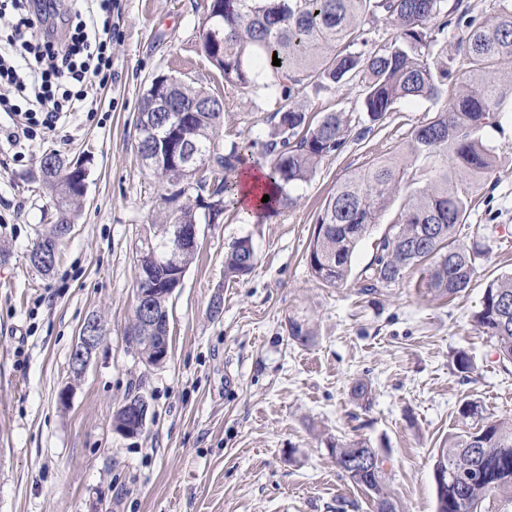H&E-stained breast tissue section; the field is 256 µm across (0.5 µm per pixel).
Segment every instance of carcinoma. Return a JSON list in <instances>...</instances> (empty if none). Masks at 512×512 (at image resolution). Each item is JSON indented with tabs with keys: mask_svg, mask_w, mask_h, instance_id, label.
<instances>
[{
	"mask_svg": "<svg viewBox=\"0 0 512 512\" xmlns=\"http://www.w3.org/2000/svg\"><path fill=\"white\" fill-rule=\"evenodd\" d=\"M209 26L216 35L204 39L202 50L224 77L225 86L256 88L275 100L274 120L264 139L244 136L219 149L212 133L223 119L219 97L186 81L167 86L170 103L177 110L193 108L186 128L189 147L200 158L210 159L208 175L186 181L197 191L158 225V243L139 253L137 262L159 287L152 297L157 317L168 320L170 294L162 282L172 270L174 257L187 269L195 249L172 253L177 224L200 222L197 214L201 193L223 199L224 211L237 212L241 189L239 175L247 156L257 147L272 157L266 180L271 199L254 213L272 217L295 202L291 190L311 180L320 164L345 147L351 133L365 137L370 128H356L351 115L326 112L317 121L295 101L307 86L329 90L344 82H361L363 111L370 121L382 119L402 103L432 100L440 87L454 78L439 36L450 26L460 30L457 55L466 66L459 95L448 108L412 133L407 152L398 161L379 162L347 175L325 199L308 245L307 261L313 276L329 287L346 284L352 256L360 242L392 206H397L391 227L380 240L376 256L366 269L363 292L402 282L414 269L427 272V288L452 299L469 288L476 266L457 232L472 210V196L459 173H485L496 163L494 152L483 139L484 127L506 111V93L496 65L512 57V0H498V16L492 23L477 21L462 7V0H210ZM382 14L395 26L391 41L370 43L368 19ZM280 65H272L273 58ZM151 91L143 93L138 113L158 122L166 112L151 108ZM449 160L431 167L425 186L401 194L408 169L417 161ZM44 183L61 206H68L74 187L66 159L53 154ZM256 264L252 237L242 236L224 255V279L236 281L250 274ZM477 326L494 341L500 361L512 363V275H501L485 288L474 314ZM288 336L306 345L312 331L306 321L288 319ZM365 440L338 442L332 452L338 458L365 452ZM460 477L436 490V512H482L485 500L512 501V421L492 420L478 431L463 430L448 436L437 464ZM386 472L348 473L355 485L369 490L376 512H398L385 492Z\"/></svg>",
	"mask_w": 512,
	"mask_h": 512,
	"instance_id": "cac0c4a2",
	"label": "carcinoma"
}]
</instances>
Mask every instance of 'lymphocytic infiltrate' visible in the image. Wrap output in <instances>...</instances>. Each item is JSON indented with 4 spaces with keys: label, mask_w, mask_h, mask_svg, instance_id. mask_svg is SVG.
I'll return each instance as SVG.
<instances>
[{
    "label": "lymphocytic infiltrate",
    "mask_w": 512,
    "mask_h": 512,
    "mask_svg": "<svg viewBox=\"0 0 512 512\" xmlns=\"http://www.w3.org/2000/svg\"><path fill=\"white\" fill-rule=\"evenodd\" d=\"M117 0H0V15L13 22L0 39V112L12 119L0 126L11 145L55 131L70 112L88 111L87 90L112 76V11ZM64 7L68 33L57 39L43 19Z\"/></svg>",
    "instance_id": "f902f5d3"
}]
</instances>
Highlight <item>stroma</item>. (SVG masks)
Returning <instances> with one entry per match:
<instances>
[{"label":"stroma","instance_id":"35a3bbf8","mask_svg":"<svg viewBox=\"0 0 512 512\" xmlns=\"http://www.w3.org/2000/svg\"><path fill=\"white\" fill-rule=\"evenodd\" d=\"M209 0H120L113 18L112 79L102 112H76L50 136L0 146V512H375L369 494L336 465L331 440L369 441L389 457L385 488L401 512H435L433 456L449 434L488 418L512 419V364L473 321L488 282L512 273V112L485 127L497 157L469 177L477 206L460 232L478 270L461 297L434 296L426 273L361 294L382 218L356 249L347 285L313 277L306 252L326 196L345 176L405 152L414 129L445 109L438 99L402 104L380 121L362 110L359 84L297 101L311 119L352 113L369 126L298 187L296 204L260 224L228 217L200 227L195 260L168 302L169 355L147 365L125 336L133 318L137 253L152 217L175 209L174 192L137 150L134 121L151 79L173 75L220 96V144L266 136L275 104L225 86L201 48ZM55 151L88 170L87 193L56 265L44 275L28 254L55 213L36 178ZM251 236L254 271L224 280V254ZM220 317L209 315L213 296ZM104 336L74 377L71 351L88 316ZM308 322L306 346L288 337ZM472 362L459 372L458 353ZM371 388L369 408L351 395ZM69 388L68 402L60 391ZM149 405L127 437L113 416L131 394ZM473 405L478 413L462 419Z\"/></svg>","mask_w":512,"mask_h":512}]
</instances>
